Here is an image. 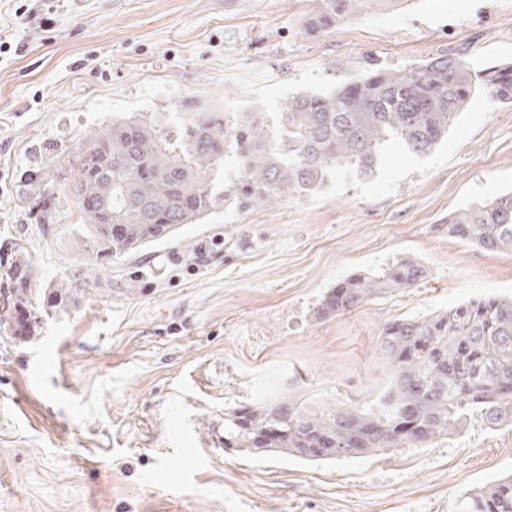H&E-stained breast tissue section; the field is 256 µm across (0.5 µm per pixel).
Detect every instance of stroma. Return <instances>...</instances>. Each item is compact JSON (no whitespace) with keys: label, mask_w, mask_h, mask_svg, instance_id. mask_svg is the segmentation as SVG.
Instances as JSON below:
<instances>
[{"label":"stroma","mask_w":512,"mask_h":512,"mask_svg":"<svg viewBox=\"0 0 512 512\" xmlns=\"http://www.w3.org/2000/svg\"><path fill=\"white\" fill-rule=\"evenodd\" d=\"M49 3L46 28L0 0V272L21 250L37 284L72 294L43 297L39 337L0 325V512H458L512 472V427L478 419L430 448L314 465L212 441L239 404L374 399L385 323L512 294V251L444 226L512 189V107L476 99L430 155L391 144L371 174L218 207L120 258H98L65 187L73 153L123 115L276 112L366 64L453 52L484 74L512 62V0H410L324 33L307 25L317 0ZM403 258L417 285L315 319L338 281Z\"/></svg>","instance_id":"35a3bbf8"}]
</instances>
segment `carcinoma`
Returning <instances> with one entry per match:
<instances>
[{
	"instance_id": "carcinoma-1",
	"label": "carcinoma",
	"mask_w": 512,
	"mask_h": 512,
	"mask_svg": "<svg viewBox=\"0 0 512 512\" xmlns=\"http://www.w3.org/2000/svg\"><path fill=\"white\" fill-rule=\"evenodd\" d=\"M404 0H318L310 28L324 32ZM512 106V64L479 77L461 54L403 69L376 64L327 92L288 98L282 112H174L163 121H112L74 156L70 187L84 231L105 257H121L172 236L219 204L274 206L306 196L344 167L373 172L386 146L428 155L473 98ZM233 158L238 176L215 180ZM448 236L485 250L512 249V191L448 213ZM424 268L401 259L372 275L353 274L321 300L315 318L349 312L404 290ZM0 304L15 333L41 329L34 273L21 252L5 272ZM388 384L375 401L312 408L293 401L224 413V447L304 462L336 461L394 448H428L477 417L512 425V296H484L444 311L393 320L379 336ZM459 512H512V474L462 499Z\"/></svg>"
}]
</instances>
